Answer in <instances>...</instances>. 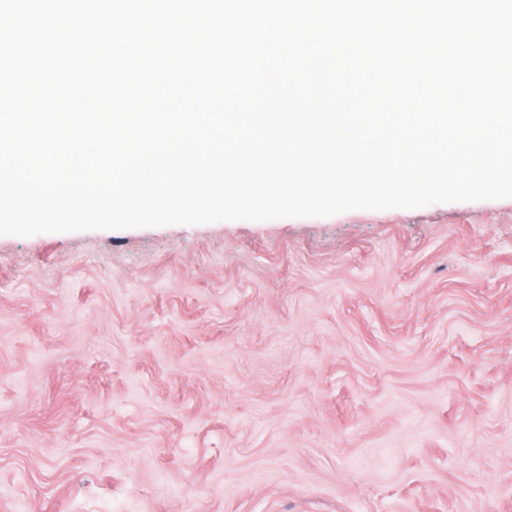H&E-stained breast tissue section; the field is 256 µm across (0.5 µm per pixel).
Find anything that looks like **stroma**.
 Here are the masks:
<instances>
[{
    "mask_svg": "<svg viewBox=\"0 0 512 512\" xmlns=\"http://www.w3.org/2000/svg\"><path fill=\"white\" fill-rule=\"evenodd\" d=\"M0 512H512V198L0 235Z\"/></svg>",
    "mask_w": 512,
    "mask_h": 512,
    "instance_id": "1",
    "label": "stroma"
}]
</instances>
